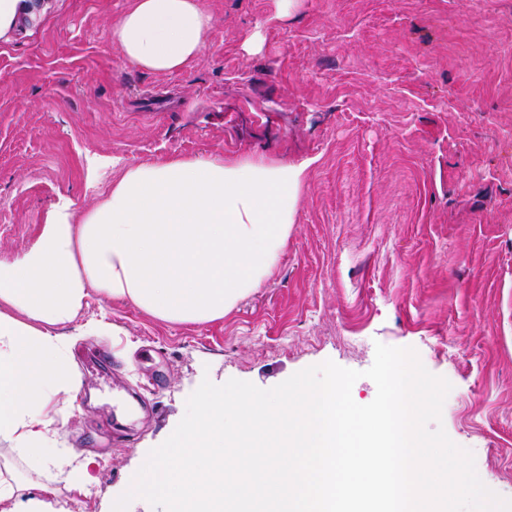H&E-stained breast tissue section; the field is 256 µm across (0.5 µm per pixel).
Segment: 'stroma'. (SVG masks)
<instances>
[{"instance_id": "obj_1", "label": "stroma", "mask_w": 512, "mask_h": 512, "mask_svg": "<svg viewBox=\"0 0 512 512\" xmlns=\"http://www.w3.org/2000/svg\"><path fill=\"white\" fill-rule=\"evenodd\" d=\"M129 2L49 0L0 39V261L124 169L189 156L306 164L288 246L218 322L89 298L60 329L76 390L45 409L53 448L2 438L0 464L55 484L54 512H112L202 380L269 389L330 360L360 371L366 405L380 342L451 383L446 433L512 498V0H202L204 50L172 74L113 43ZM97 322L113 333L88 334ZM103 344L111 366H90ZM55 451L81 487L55 483Z\"/></svg>"}]
</instances>
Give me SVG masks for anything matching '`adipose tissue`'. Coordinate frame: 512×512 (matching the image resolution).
<instances>
[{
	"instance_id": "ef3b65f1",
	"label": "adipose tissue",
	"mask_w": 512,
	"mask_h": 512,
	"mask_svg": "<svg viewBox=\"0 0 512 512\" xmlns=\"http://www.w3.org/2000/svg\"><path fill=\"white\" fill-rule=\"evenodd\" d=\"M201 0H132L112 30L125 61L168 74L201 54ZM304 166L249 159H160L125 169L94 208L54 214L21 256L0 262V437L48 447V395L72 392L70 342L91 295L169 324L223 320L288 244Z\"/></svg>"
}]
</instances>
